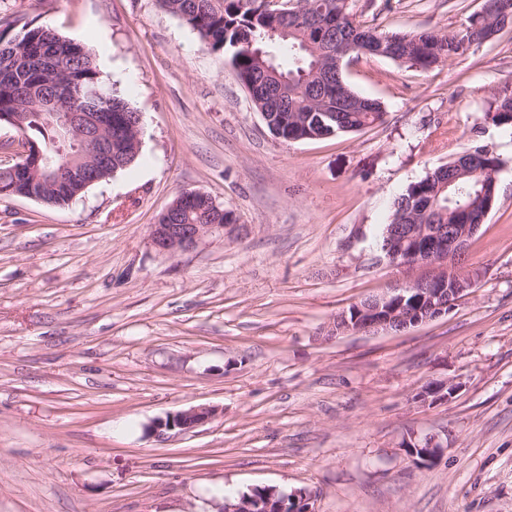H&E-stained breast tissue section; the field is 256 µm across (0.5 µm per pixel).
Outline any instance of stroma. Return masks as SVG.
<instances>
[{
	"mask_svg": "<svg viewBox=\"0 0 512 512\" xmlns=\"http://www.w3.org/2000/svg\"><path fill=\"white\" fill-rule=\"evenodd\" d=\"M386 32L457 31L483 0H350ZM85 43L141 115L127 169L65 206L0 195V512H219L254 486L314 492L315 512H512V131L489 118L512 83V29L424 71L359 56L351 88L382 122L276 138L238 82L157 0H0ZM500 160L470 242L476 282L440 318L325 336L407 274L382 231L394 201L472 146ZM233 232L155 252L184 191ZM447 380L449 400L417 401ZM221 408L161 441L167 413ZM436 437L415 462L404 445Z\"/></svg>",
	"mask_w": 512,
	"mask_h": 512,
	"instance_id": "35a3bbf8",
	"label": "stroma"
}]
</instances>
